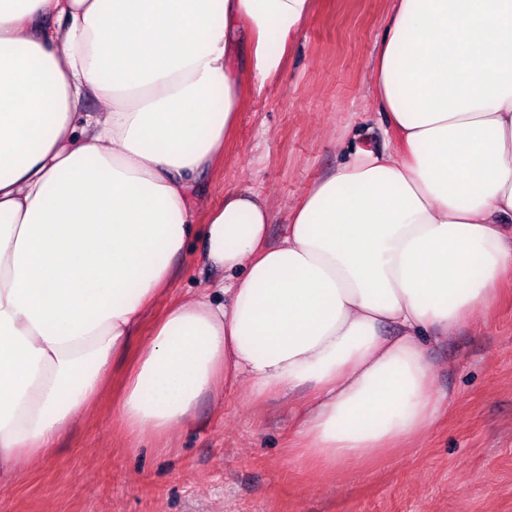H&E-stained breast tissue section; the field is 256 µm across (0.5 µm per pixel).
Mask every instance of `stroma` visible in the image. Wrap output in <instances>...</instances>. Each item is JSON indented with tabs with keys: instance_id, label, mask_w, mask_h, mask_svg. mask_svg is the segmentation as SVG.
<instances>
[{
	"instance_id": "obj_1",
	"label": "stroma",
	"mask_w": 512,
	"mask_h": 512,
	"mask_svg": "<svg viewBox=\"0 0 512 512\" xmlns=\"http://www.w3.org/2000/svg\"><path fill=\"white\" fill-rule=\"evenodd\" d=\"M391 0H318L277 76L247 84L224 160L201 178L217 206L230 190L266 196L278 243L288 208L358 151L388 152L396 135L371 94V69ZM194 234L172 263L168 301L219 279ZM144 323L117 356L106 394L41 460L0 486V512H512V283L496 306L427 355L448 398L412 446L336 470L292 453L288 405L256 409L238 381L205 398L194 421L162 437L118 422L131 362L151 334Z\"/></svg>"
}]
</instances>
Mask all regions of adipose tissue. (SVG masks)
I'll list each match as a JSON object with an SVG mask.
<instances>
[{
  "instance_id": "obj_1",
  "label": "adipose tissue",
  "mask_w": 512,
  "mask_h": 512,
  "mask_svg": "<svg viewBox=\"0 0 512 512\" xmlns=\"http://www.w3.org/2000/svg\"><path fill=\"white\" fill-rule=\"evenodd\" d=\"M315 5L0 0V475L99 399L201 216L230 281L154 323L125 429L168 436L241 378L300 398L299 451L326 469L433 424L425 343L512 275V0H394L373 101L397 146L316 181L272 245L264 196L206 210L200 177Z\"/></svg>"
}]
</instances>
